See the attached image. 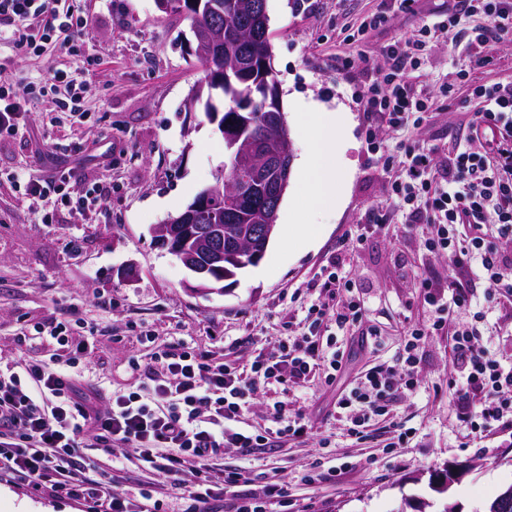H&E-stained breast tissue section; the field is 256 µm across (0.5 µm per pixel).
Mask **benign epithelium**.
<instances>
[{
    "label": "benign epithelium",
    "mask_w": 512,
    "mask_h": 512,
    "mask_svg": "<svg viewBox=\"0 0 512 512\" xmlns=\"http://www.w3.org/2000/svg\"><path fill=\"white\" fill-rule=\"evenodd\" d=\"M278 90L268 85L261 87L264 134L242 145L229 159L231 178L226 182L225 198L229 201L248 197L257 201L261 218L258 225L246 234L233 237L224 234V225L234 222L232 211H217L212 223L198 227L197 242L191 249L182 247L185 225L193 222L195 213L215 204L210 194L198 197L185 213L167 218L152 228L153 236L175 245L184 267L191 272L195 289L209 292L216 282L234 278L224 269V250L245 247L257 262L264 256L276 224L279 206L288 186L293 160L288 140L273 135L282 128L283 112L278 105Z\"/></svg>",
    "instance_id": "7a95c632"
}]
</instances>
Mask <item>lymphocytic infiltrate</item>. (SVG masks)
I'll return each instance as SVG.
<instances>
[{
    "instance_id": "lymphocytic-infiltrate-1",
    "label": "lymphocytic infiltrate",
    "mask_w": 512,
    "mask_h": 512,
    "mask_svg": "<svg viewBox=\"0 0 512 512\" xmlns=\"http://www.w3.org/2000/svg\"><path fill=\"white\" fill-rule=\"evenodd\" d=\"M465 15L480 17L481 26L461 32ZM85 25L70 0H0V45L29 55L41 56L57 41L67 54L79 56L73 34ZM438 26L450 41L465 37L473 63H486L498 43L512 38V0H448ZM425 50L419 36L398 37L385 48L383 66L372 68L356 92L370 121L395 130L426 122V98L404 81L406 68L420 65ZM84 92L83 82L63 69L39 86L0 83V134L14 133L45 96L61 111L78 114ZM473 94L480 108L468 133L455 137L448 149L418 140L386 150L375 134L366 138L368 150L385 167L398 165L404 172L390 185L387 207L371 210L366 231L387 224L389 213L400 215L406 233L419 235L424 250L447 256L448 275L417 273L431 311L428 323L411 328L396 364L373 367L337 399L334 412L350 421L356 439L366 437L374 418L389 415L401 391L418 389L421 342L448 330L453 333L448 389L460 422L473 432L512 426V365L480 344L474 326L451 327L469 307L477 279L498 305L512 307V255L502 248L512 242V84L482 85ZM8 178L28 200L50 197L81 216L95 210L102 197L94 183L72 192L67 168L43 177L12 172ZM312 285L325 296L308 310L312 331L278 340L243 364L215 363L191 348L177 355L161 348L153 364L143 367L142 385L112 397L79 373L38 361L0 371V480L81 501L88 512H215L220 503L226 512H269L273 504L299 512L275 482H266L259 493L244 492L248 472L223 465L222 459L228 448H270L280 439L312 435L314 423L300 411L279 414L272 431L241 425L258 384L302 387L318 374L333 381L340 371L341 354L325 353L317 330L326 322L341 330L357 325L361 299L339 260ZM99 450L136 458L165 479L145 488L126 486L122 468L107 473L96 466ZM186 469L192 479L185 485L179 476Z\"/></svg>"
}]
</instances>
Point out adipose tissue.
Wrapping results in <instances>:
<instances>
[{
    "mask_svg": "<svg viewBox=\"0 0 512 512\" xmlns=\"http://www.w3.org/2000/svg\"><path fill=\"white\" fill-rule=\"evenodd\" d=\"M296 130L305 145L297 162L299 177L292 190L294 201L310 210L335 204L340 195L336 169L329 162L336 149V134L343 117L337 112H323L312 103L297 102Z\"/></svg>",
    "mask_w": 512,
    "mask_h": 512,
    "instance_id": "1",
    "label": "adipose tissue"
}]
</instances>
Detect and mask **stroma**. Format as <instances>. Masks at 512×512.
Returning a JSON list of instances; mask_svg holds the SVG:
<instances>
[{
	"label": "stroma",
	"instance_id": "obj_1",
	"mask_svg": "<svg viewBox=\"0 0 512 512\" xmlns=\"http://www.w3.org/2000/svg\"><path fill=\"white\" fill-rule=\"evenodd\" d=\"M87 20L78 35L83 54L72 58L50 51L35 59L16 55L1 80H47L52 69L75 68L87 83L81 121L63 115L51 101L39 103L27 125L0 137V368L22 360L65 366L70 350L51 337L24 338L34 324L51 318L70 321L73 339L85 342L77 366L103 393L135 390L131 362L150 363L157 347L192 348L219 361L245 362L254 350L284 336L306 333L308 309L319 303L307 284L329 266L336 249L361 233L365 213L386 206L388 186L399 169L383 170L365 141L366 115L352 95L365 65L383 62L384 47L413 35L423 23L448 11V0H413L400 12L387 0H268L273 66L286 120L293 99L316 101L325 111L346 115L336 139V205L310 213L316 237L305 243L292 225L278 224L257 266L224 283L223 291L202 293L168 251L155 244L152 229L177 214L211 183L228 160L224 139L190 95L205 89L204 71L181 45L188 20L159 12L154 0H76ZM386 13V23L360 30V22ZM428 59L411 71L413 88L430 93L433 104L419 129L377 128L379 142L420 139L444 144L478 109L475 86L512 82V40L500 43L493 60L469 66L465 45L446 34L429 38ZM73 167L74 191L92 182L111 186L86 216L44 201L29 203L6 179L26 168L44 176L57 165ZM405 256L420 271L447 275L448 259L427 253L403 225L387 224L365 244L345 253L344 270L364 301L363 325L376 326L379 346L358 347L350 332L329 327L344 350V369L335 383L317 378L305 388L261 387L247 415L257 427L276 421L274 402L303 411L315 422L316 438L276 449L224 451V462L278 480L303 512H418L434 494L431 482L454 468L460 473L450 493L463 512L512 486V430L470 432L456 417L448 394L450 336L426 337L416 373L420 388L392 403V422L375 423L365 442L345 422L328 417L338 395L376 365H390L404 346L409 327L426 324L430 311L411 278L395 264ZM481 313V341L512 364V321L473 290L469 312ZM149 338H140V331ZM414 429L407 447H393L395 425ZM329 440L319 447L318 438ZM338 467L336 477L313 485L303 480L314 462ZM0 512H85L80 501L0 481Z\"/></svg>",
	"mask_w": 512,
	"mask_h": 512
}]
</instances>
